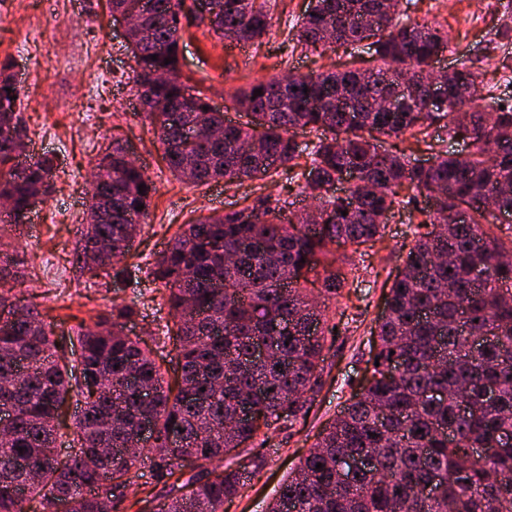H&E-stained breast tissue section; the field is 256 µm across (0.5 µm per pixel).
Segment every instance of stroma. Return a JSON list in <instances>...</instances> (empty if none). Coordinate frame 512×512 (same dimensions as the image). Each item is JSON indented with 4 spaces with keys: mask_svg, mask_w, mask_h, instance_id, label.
Here are the masks:
<instances>
[{
    "mask_svg": "<svg viewBox=\"0 0 512 512\" xmlns=\"http://www.w3.org/2000/svg\"><path fill=\"white\" fill-rule=\"evenodd\" d=\"M508 0H401L413 21L446 32L450 43L437 68L457 64L467 52L482 97H512V70L502 68L504 51L490 39L504 20ZM310 0H278L273 27L260 43L233 47L210 28L208 19L190 16L180 27L179 75L189 93L206 97L225 121L246 116L233 94L252 81L281 75L343 70L352 58L339 47L318 55L296 45L301 18ZM12 58L18 73L20 116L27 155L50 156L57 167L53 190L31 211L22 226L0 220V254L12 256L17 270L8 285L17 304L36 302L65 352L79 323L94 324L116 305L133 304L138 317L125 332L162 357L168 372L178 361L165 335L168 308L160 285L147 276L179 225L211 212L244 206L246 198L263 196L285 212L303 207L287 204L288 182L274 174L243 185L214 181L192 186L178 181L162 158V148L141 112L134 86L135 62L123 27L112 18L107 0H0V60ZM122 144L156 186L147 217L129 256L122 279L93 275L79 262L81 230L95 165L113 144ZM408 214L388 216L382 243L359 256L336 248L340 263H363L357 278L329 300L325 311L338 335L324 361L323 385L306 419L279 423L263 452L266 464L248 478L224 512H266L281 484L359 389L369 351L384 312L392 281L413 241Z\"/></svg>",
    "mask_w": 512,
    "mask_h": 512,
    "instance_id": "stroma-1",
    "label": "stroma"
}]
</instances>
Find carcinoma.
Segmentation results:
<instances>
[{
    "mask_svg": "<svg viewBox=\"0 0 512 512\" xmlns=\"http://www.w3.org/2000/svg\"><path fill=\"white\" fill-rule=\"evenodd\" d=\"M275 2L214 0L210 27L255 44L272 26ZM183 8L184 0H155L132 30L134 84L168 168L196 186L286 169L288 190L298 187L316 207L292 221L259 197L182 225L150 267L175 328L173 384L151 351L123 332L135 307L79 324V353L70 359L37 306H19L1 289L0 407H10L14 421L0 437V512H116L119 496L106 489L133 483L140 455L129 449L144 418L154 427L152 480L166 490L158 505L143 499L145 512H223L243 485L241 466L224 462L226 449H249L248 466L261 470L269 430L306 418L322 386L336 325L321 322L301 282L312 276L336 297L348 277L328 245L380 241L388 214L413 202L399 196L403 187L429 206L412 215L414 243L387 294L368 376L268 512H512V227L504 236L486 229L496 212L512 214V102L475 103L474 72L463 58L445 76L446 98L431 101L424 72L448 51V35L405 18L400 0H311L297 42L323 53L366 40L374 65L257 79L234 96L249 121L226 127L224 113L212 112L221 137L192 141L207 102L177 78ZM12 69L10 59L0 62V198L19 223L29 199L49 193L56 164L48 156L22 168L14 162L23 135ZM159 71L166 79L156 83ZM405 73L415 78L407 101L382 111L379 100ZM434 124L450 139L470 140L473 151L458 155L424 138ZM296 129L317 140L300 146ZM406 133L434 154L430 164L383 147ZM125 156L117 143L97 165L88 211L105 218L84 225L78 254L90 270H112L129 254L155 192ZM346 171L355 183L342 197L334 188ZM259 345L262 358L254 356ZM133 380L150 388L149 401ZM71 399L80 404L69 426L75 451L62 455ZM245 406L251 420L233 424ZM347 457L373 465L345 471ZM187 468L199 472L187 477Z\"/></svg>",
    "mask_w": 512,
    "mask_h": 512,
    "instance_id": "carcinoma-1",
    "label": "carcinoma"
}]
</instances>
